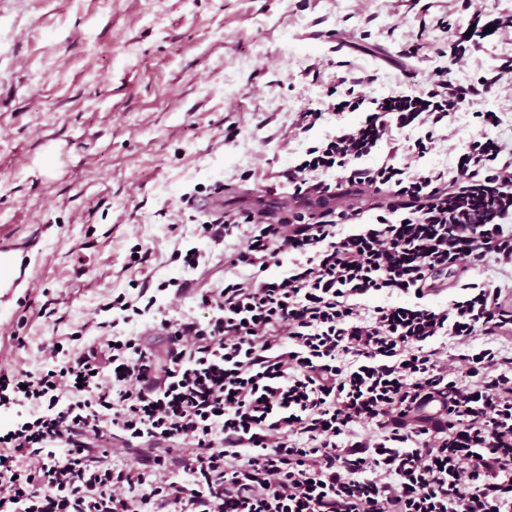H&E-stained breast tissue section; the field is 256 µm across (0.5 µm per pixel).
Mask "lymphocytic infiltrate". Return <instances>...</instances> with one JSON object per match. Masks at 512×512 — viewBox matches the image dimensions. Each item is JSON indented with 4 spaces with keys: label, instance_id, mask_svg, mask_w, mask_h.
<instances>
[{
    "label": "lymphocytic infiltrate",
    "instance_id": "f902f5d3",
    "mask_svg": "<svg viewBox=\"0 0 512 512\" xmlns=\"http://www.w3.org/2000/svg\"><path fill=\"white\" fill-rule=\"evenodd\" d=\"M463 6L476 25L422 88L369 98L344 77L293 113L294 134L336 129L277 173L283 212L205 214L210 250L174 249L180 279L134 247L94 337L0 370V512H512V148L485 106L512 56L456 78L484 39ZM464 116L477 136L422 168ZM437 272L465 278L444 307Z\"/></svg>",
    "mask_w": 512,
    "mask_h": 512
}]
</instances>
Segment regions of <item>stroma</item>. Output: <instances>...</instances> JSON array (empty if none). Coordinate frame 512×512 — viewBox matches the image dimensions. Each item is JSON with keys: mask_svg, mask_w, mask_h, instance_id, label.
Masks as SVG:
<instances>
[{"mask_svg": "<svg viewBox=\"0 0 512 512\" xmlns=\"http://www.w3.org/2000/svg\"><path fill=\"white\" fill-rule=\"evenodd\" d=\"M445 20L470 15L457 0H0V229L46 240L32 294L0 299V366H43L53 333L128 288L134 246L155 281L183 277L173 245L198 243L184 194L220 183L225 205L255 201L326 133L291 137L293 112L342 76L374 75L369 97L406 70L425 83ZM419 23L421 57L400 58ZM339 30L357 46L332 50ZM510 52L512 30L499 32L455 76Z\"/></svg>", "mask_w": 512, "mask_h": 512, "instance_id": "obj_1", "label": "stroma"}]
</instances>
